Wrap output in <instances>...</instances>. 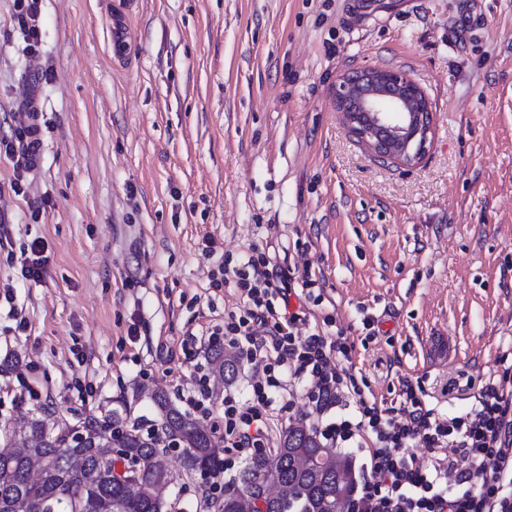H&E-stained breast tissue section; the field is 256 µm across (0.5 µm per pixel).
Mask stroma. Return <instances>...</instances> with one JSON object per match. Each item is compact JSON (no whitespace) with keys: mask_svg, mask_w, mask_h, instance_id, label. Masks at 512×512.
<instances>
[{"mask_svg":"<svg viewBox=\"0 0 512 512\" xmlns=\"http://www.w3.org/2000/svg\"><path fill=\"white\" fill-rule=\"evenodd\" d=\"M38 17L32 51L0 0V136L34 112L41 138L21 192L0 158V360H21L0 373V432L37 408L148 429L157 389L184 407L242 306L226 270L270 246L317 279L316 321L384 406L409 383L462 413L489 374L512 383V0H38ZM364 67L425 90L417 165L379 163L343 125L336 85ZM36 239L46 273L26 280ZM257 372L206 378L205 426Z\"/></svg>","mask_w":512,"mask_h":512,"instance_id":"obj_1","label":"stroma"}]
</instances>
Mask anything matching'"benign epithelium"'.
<instances>
[{
    "mask_svg": "<svg viewBox=\"0 0 512 512\" xmlns=\"http://www.w3.org/2000/svg\"><path fill=\"white\" fill-rule=\"evenodd\" d=\"M336 107L356 140L382 164L413 166L431 142L434 112L408 74L364 68L344 74Z\"/></svg>",
    "mask_w": 512,
    "mask_h": 512,
    "instance_id": "benign-epithelium-1",
    "label": "benign epithelium"
}]
</instances>
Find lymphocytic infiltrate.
Listing matches in <instances>:
<instances>
[{"instance_id": "f902f5d3", "label": "lymphocytic infiltrate", "mask_w": 512, "mask_h": 512, "mask_svg": "<svg viewBox=\"0 0 512 512\" xmlns=\"http://www.w3.org/2000/svg\"><path fill=\"white\" fill-rule=\"evenodd\" d=\"M39 126L19 120L11 136L0 139V153L11 158L16 181L34 165ZM236 270L247 309L214 328L246 361L274 359L276 373L253 378L250 397L238 403L224 397V442L249 448L262 441L277 399L293 394L309 378L314 405L308 414L318 434L334 448L346 445L363 454L358 512H512V389L488 379L475 403L461 414L431 406L406 386L399 408L378 404L340 363L349 356L343 334L313 330L309 324L315 282L266 254L249 251ZM353 402L350 412L329 415L331 404ZM422 443L425 455L409 450Z\"/></svg>"}]
</instances>
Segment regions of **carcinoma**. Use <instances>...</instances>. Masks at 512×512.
Listing matches in <instances>:
<instances>
[{
  "label": "carcinoma",
  "mask_w": 512,
  "mask_h": 512,
  "mask_svg": "<svg viewBox=\"0 0 512 512\" xmlns=\"http://www.w3.org/2000/svg\"><path fill=\"white\" fill-rule=\"evenodd\" d=\"M208 358L225 380L236 378L241 358L233 349L215 344ZM151 400L160 419L157 432L123 422L115 410L54 433L35 414L14 423L0 442V512H159L165 506L157 491L173 478L166 452L172 442L181 445L185 475L219 477L224 464L215 452L221 440L217 428L203 426L162 391L153 393ZM114 425L123 429L127 455V468L119 477L114 475L117 464L106 459ZM72 433L81 437L83 447H69ZM17 436L24 438V447H13ZM323 453L330 461L315 465L313 459ZM237 481L239 487L224 500L212 502L216 512H244L251 489L259 484L299 491L293 512H327L338 497L352 493L354 464L352 458L327 447L314 429L299 423L283 433L273 452L250 458Z\"/></svg>",
  "instance_id": "carcinoma-1"
}]
</instances>
